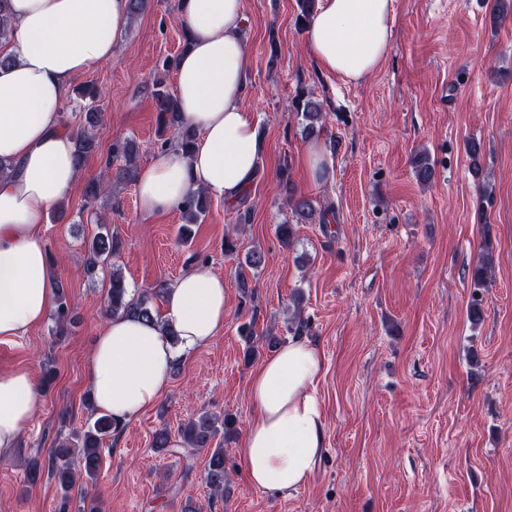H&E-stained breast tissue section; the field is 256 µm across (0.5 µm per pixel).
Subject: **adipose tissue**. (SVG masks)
Segmentation results:
<instances>
[{
  "mask_svg": "<svg viewBox=\"0 0 512 512\" xmlns=\"http://www.w3.org/2000/svg\"><path fill=\"white\" fill-rule=\"evenodd\" d=\"M14 33L0 51V341L23 337L55 306V270L44 237L48 211L75 187L80 166L62 120L64 94L78 75L111 60L129 21L128 0H7ZM396 0H317L305 48L322 71L350 82L382 66ZM189 43L175 66L183 123L196 130L192 155L177 145L155 153L136 178L141 211L179 210L197 190L237 201L253 184L265 149L242 105L248 80L244 0H179ZM224 326V279L205 265L183 274L165 294L160 319L109 317L86 370L95 411L125 424L168 391L177 357L208 344ZM318 347L292 339L253 372L256 410L243 442L248 482L287 495L312 475L326 447L318 392ZM38 402L32 375L0 373V454L18 448Z\"/></svg>",
  "mask_w": 512,
  "mask_h": 512,
  "instance_id": "ef3b65f1",
  "label": "adipose tissue"
}]
</instances>
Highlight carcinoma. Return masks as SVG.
<instances>
[{"label": "carcinoma", "mask_w": 512, "mask_h": 512, "mask_svg": "<svg viewBox=\"0 0 512 512\" xmlns=\"http://www.w3.org/2000/svg\"><path fill=\"white\" fill-rule=\"evenodd\" d=\"M155 111L158 113L160 135L172 133V137L164 143H175L185 153H190L197 132L184 127L179 119V107L175 93L168 85L159 80L152 82L151 90ZM294 111L301 115L305 121L303 132L305 136H317L322 128L324 119L322 104L315 99L313 93L307 89L298 92L292 101ZM100 123V113L91 109L85 113L83 130L74 134L78 163L82 164L86 158L97 150L98 141L96 130ZM112 158L121 160L124 165L115 168L112 172V182L102 180L90 181L84 189L85 206L94 207L98 199L108 195L112 185L131 180L133 175V162L136 158V145L132 141L118 142L112 147ZM415 173L422 184L429 183L434 176V163L426 153H420L414 160ZM281 179L286 188V203L291 207L293 217L302 224H327V215L334 214V208L325 206L317 201L299 196L295 193L288 176V168L281 169ZM209 207V197L204 191H198L188 198L181 209L186 225L182 227V235L191 236L190 225L196 224L204 217ZM121 248V241L112 234H97L93 237L89 247L87 266L94 268L106 262ZM492 256L485 253L482 260L472 267L471 281L473 287L480 289L488 286L491 280ZM57 306L53 318L57 325L70 320L72 308L63 285H56ZM107 310L114 314H123L134 318L150 321L155 314L150 307V293L145 292L137 297L129 295L128 287L119 269L110 272L107 292ZM239 335L246 343L245 358L251 359L256 355L255 331L253 324H243L238 329ZM119 431L116 423L106 415L98 416L82 431L77 439V445L71 447L67 444L54 449L48 458L40 459L36 455L28 464L27 480L30 484L37 483L42 472L55 480L62 491L57 512H69V492L76 480L82 476L95 480L100 471L103 443L112 433ZM223 435L226 440L237 434V421L231 416L219 419L207 412H202L190 419L180 427V437L184 443L183 456L188 458L197 450H211L206 472V483L215 496H224V449L211 448L217 435Z\"/></svg>", "instance_id": "1"}]
</instances>
